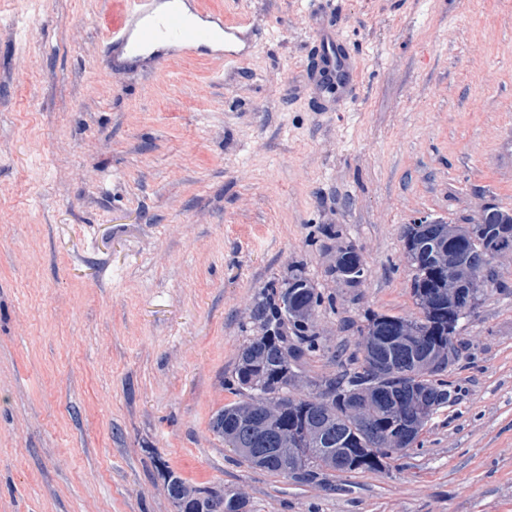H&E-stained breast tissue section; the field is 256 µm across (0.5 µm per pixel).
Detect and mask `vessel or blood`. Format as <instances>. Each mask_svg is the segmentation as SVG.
Segmentation results:
<instances>
[{
	"label": "vessel or blood",
	"instance_id": "vessel-or-blood-1",
	"mask_svg": "<svg viewBox=\"0 0 512 512\" xmlns=\"http://www.w3.org/2000/svg\"><path fill=\"white\" fill-rule=\"evenodd\" d=\"M255 35L247 17L209 10L203 0H126L121 22L107 35L105 73L114 76L144 59L153 69L193 57L230 66L245 58L244 47ZM323 41L318 84L333 89L337 100H347L353 93L349 64L341 53L329 51L333 34H325Z\"/></svg>",
	"mask_w": 512,
	"mask_h": 512
}]
</instances>
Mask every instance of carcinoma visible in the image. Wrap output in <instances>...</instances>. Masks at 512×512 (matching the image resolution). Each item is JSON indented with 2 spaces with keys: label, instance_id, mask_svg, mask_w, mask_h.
I'll return each mask as SVG.
<instances>
[{
  "label": "carcinoma",
  "instance_id": "cac0c4a2",
  "mask_svg": "<svg viewBox=\"0 0 512 512\" xmlns=\"http://www.w3.org/2000/svg\"><path fill=\"white\" fill-rule=\"evenodd\" d=\"M491 236L500 239V247L512 248V238L500 237L492 224L417 225L415 239L437 242L412 262V293L421 316L371 318L360 336L362 360L326 381L325 391L314 398H296L289 387L296 377L292 367L320 349L313 319L323 297L299 265L283 286L264 287L252 313L259 333L241 349L232 383L244 400L224 406L212 430L251 467L256 466L252 449H270L280 460L267 472L296 482L324 473L327 462L338 455L345 457L343 473L381 466L382 460L397 453L396 438L415 400L424 398L435 411L452 400V392L447 381L438 378L446 363L416 377L401 369L383 376L371 373V360L412 364L411 351L393 343L394 335L407 325L418 330V345L439 353L448 346V302L431 308L427 297L450 288L448 252H477L487 247ZM288 288L300 289L295 305L285 300ZM269 418L281 434L268 429ZM165 483L176 512H250L242 496L193 486L172 471Z\"/></svg>",
  "mask_w": 512,
  "mask_h": 512
}]
</instances>
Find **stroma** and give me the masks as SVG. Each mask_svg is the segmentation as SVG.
<instances>
[{
  "instance_id": "obj_1",
  "label": "stroma",
  "mask_w": 512,
  "mask_h": 512,
  "mask_svg": "<svg viewBox=\"0 0 512 512\" xmlns=\"http://www.w3.org/2000/svg\"><path fill=\"white\" fill-rule=\"evenodd\" d=\"M205 2L259 23L245 60L110 80L122 0H0V512H175L170 470L253 512H512V254L459 323L455 401L383 467L302 484L211 429L292 265L326 300L306 397L367 318L418 316L405 224L512 211V0ZM320 20L342 103L309 79ZM325 49L319 47V59L316 64L318 90L331 87L336 91L337 101L349 99L353 93V84L347 75L349 64L337 48L338 39L328 31H324ZM336 42V53L329 47ZM356 248L353 245H346L341 246L337 249V255H336V262L340 258H344L346 255H351L353 251ZM355 264H362L359 266H356L353 268L351 274L348 275V278L346 282L351 285H357L362 282V278L364 276V265H363V259L359 251H356L354 254L350 256V258L347 260V264L345 269L342 271L341 269H338L334 267L332 271L336 272V274L344 279V274H346V271L350 268V266Z\"/></svg>"
}]
</instances>
